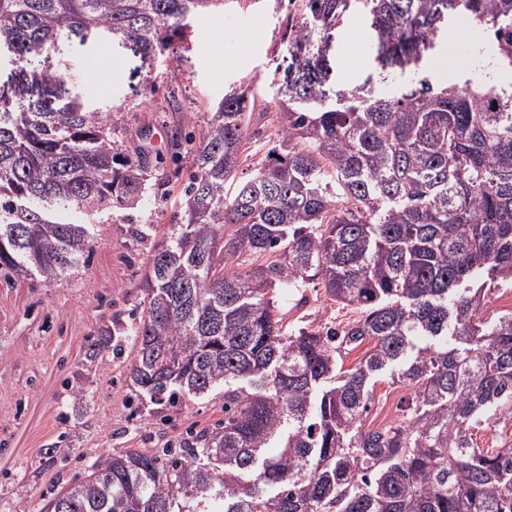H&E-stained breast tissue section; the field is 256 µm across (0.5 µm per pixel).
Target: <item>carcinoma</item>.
Wrapping results in <instances>:
<instances>
[{"label":"carcinoma","instance_id":"1","mask_svg":"<svg viewBox=\"0 0 512 512\" xmlns=\"http://www.w3.org/2000/svg\"><path fill=\"white\" fill-rule=\"evenodd\" d=\"M209 2L0 0V276L76 271L99 215L145 190L149 161L69 87L66 46L122 42L145 63ZM352 11L396 90L340 87L332 53L286 66L273 138L230 194L246 92L224 97L199 147L189 131L174 142L193 172L148 260L126 382L176 412L222 387L224 418L102 457L47 512H512V444L472 433L512 415V311L481 317L487 286L512 287V86L432 70L451 19L485 29L512 70V0H302L288 46L318 51ZM315 279L361 318L286 332L272 292ZM125 334L112 318L86 357ZM384 375L414 392L366 429Z\"/></svg>","mask_w":512,"mask_h":512}]
</instances>
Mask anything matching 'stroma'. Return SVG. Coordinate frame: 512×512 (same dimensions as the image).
Here are the masks:
<instances>
[{"label": "stroma", "instance_id": "35a3bbf8", "mask_svg": "<svg viewBox=\"0 0 512 512\" xmlns=\"http://www.w3.org/2000/svg\"><path fill=\"white\" fill-rule=\"evenodd\" d=\"M298 20L297 0H219L188 16V41L172 42L149 65L118 53L106 83L84 76L93 50L69 51L72 89L111 110L112 139L130 154L155 142L153 169L137 208L103 215L85 267L57 282L0 281V512H42L47 488L82 478L102 455L172 446L223 418V389L176 417L167 405L136 399L127 386L132 343L93 360L86 359L85 344L110 326L113 314L126 319L141 311L142 275L153 248L174 231L192 170L191 155L172 159V139L188 128L202 135L224 96L245 89L254 103L245 154L252 163L263 157L280 101L276 69ZM334 49L339 84L360 83L369 56L359 14L337 29ZM440 49L465 61L448 72L451 83L479 81L492 64V51L474 28L462 40H443ZM274 300L290 332L336 329L359 316L331 300L318 280L277 288ZM411 392L388 378L379 382L365 427L392 424ZM51 447L52 458L45 454Z\"/></svg>", "mask_w": 512, "mask_h": 512}]
</instances>
